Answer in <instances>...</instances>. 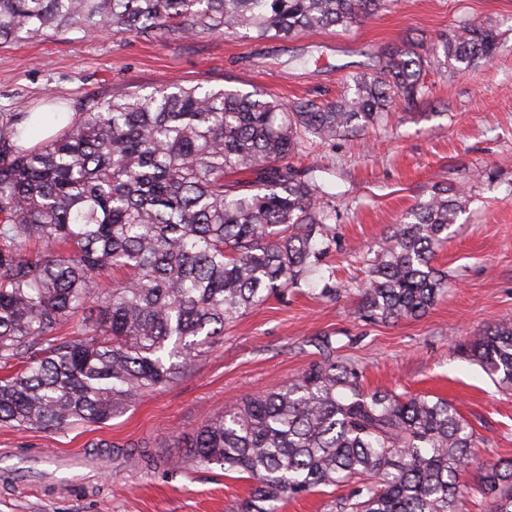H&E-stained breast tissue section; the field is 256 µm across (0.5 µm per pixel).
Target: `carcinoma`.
Returning <instances> with one entry per match:
<instances>
[{
  "instance_id": "cac0c4a2",
  "label": "carcinoma",
  "mask_w": 512,
  "mask_h": 512,
  "mask_svg": "<svg viewBox=\"0 0 512 512\" xmlns=\"http://www.w3.org/2000/svg\"><path fill=\"white\" fill-rule=\"evenodd\" d=\"M386 0H0V42L106 29L148 39L254 31L288 38L347 28ZM498 35L459 26L441 51L389 50L355 96L292 106L257 93L172 83L75 106L54 137L26 147L22 119L0 125V422L65 430L112 419L164 386L224 325L298 283L323 253L317 186L290 160L302 136L364 130L392 102L426 93L441 61L491 60ZM254 169L262 187L225 179ZM442 187L418 201L377 245L361 306L397 322L424 314L448 286L433 266L461 213ZM121 273L115 280L111 274ZM320 360L266 394L226 409L187 443V458L246 475L242 512L320 487L353 485L336 512H461L459 472L480 438L455 407L425 395L367 392L360 371ZM512 386V320L468 349ZM488 512H512V460L481 465Z\"/></svg>"
}]
</instances>
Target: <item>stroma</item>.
<instances>
[{
    "label": "stroma",
    "instance_id": "35a3bbf8",
    "mask_svg": "<svg viewBox=\"0 0 512 512\" xmlns=\"http://www.w3.org/2000/svg\"><path fill=\"white\" fill-rule=\"evenodd\" d=\"M463 23L497 31L492 60L428 69L415 104L394 105L354 135L305 139L293 164L311 170L328 215L317 266L229 322L183 374L123 414L64 431L1 424L0 459L17 473L0 480V512H240L251 481L191 461L186 443L218 412L300 376L324 335L365 390L448 399L482 438L483 460L512 458V390L467 353L487 327L512 319V0H388L349 29L285 40L202 29L163 41L14 40L0 45V113L171 81L321 105L353 97V76L377 71L388 50H430ZM438 187L465 196L434 259L448 273L446 293L418 318H365L361 285L378 241ZM58 469L84 493L56 482Z\"/></svg>",
    "mask_w": 512,
    "mask_h": 512
}]
</instances>
